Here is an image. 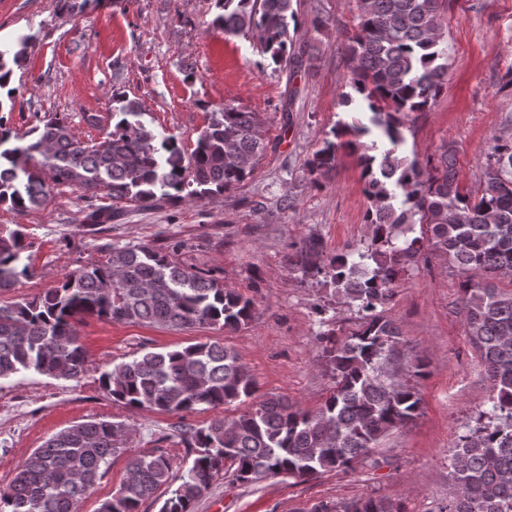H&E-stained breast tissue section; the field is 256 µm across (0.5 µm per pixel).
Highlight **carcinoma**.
Segmentation results:
<instances>
[{"instance_id": "1", "label": "carcinoma", "mask_w": 512, "mask_h": 512, "mask_svg": "<svg viewBox=\"0 0 512 512\" xmlns=\"http://www.w3.org/2000/svg\"><path fill=\"white\" fill-rule=\"evenodd\" d=\"M296 0H214L211 26L226 36L258 37L259 53L294 77L310 61L307 42L290 35ZM359 22L345 35L349 70L342 104L358 102L357 117L333 127L306 161L311 175L336 166L339 149L359 152L372 226L365 249L328 254L323 241L304 239L290 257L306 277L331 278L360 314L358 329L339 337L318 333L334 388L316 410L276 394L258 395L248 367L230 347L196 342L146 351L101 373V389L132 410L168 414L217 409L253 400L237 416L217 415L181 431L186 469L160 451L135 456L128 476L98 512H139L164 490L160 512H193L196 500L226 465L251 484L278 475L305 481L347 470L394 429L413 422L421 399L400 375L410 364L399 328L384 316L395 286L430 251L459 275L465 331L491 381L489 407L477 426L458 436L453 455L457 494L452 512H512V138L495 141L481 165L479 187L459 181L457 151L444 148L421 163L404 150L409 114L425 112L447 83L448 51L439 28L440 0H357ZM26 35L0 47V205L18 214L42 208L52 186L154 207L163 201L230 193L249 178L266 146L256 112L224 105L212 110L195 147L147 129L141 105L118 90L101 140L85 142L57 112L18 130L3 112L17 99L8 83L27 59ZM375 133L367 145L360 138ZM19 229L0 227V291L32 276ZM253 303L205 271L184 265L148 243L114 245L105 259L66 273L59 284L21 302L0 303V381L28 374L80 379L88 357L74 322L86 316L172 330L200 325L227 333L250 322ZM130 432L124 422L92 420L50 437L0 489V512H78L105 475ZM314 512H400L369 498Z\"/></svg>"}]
</instances>
